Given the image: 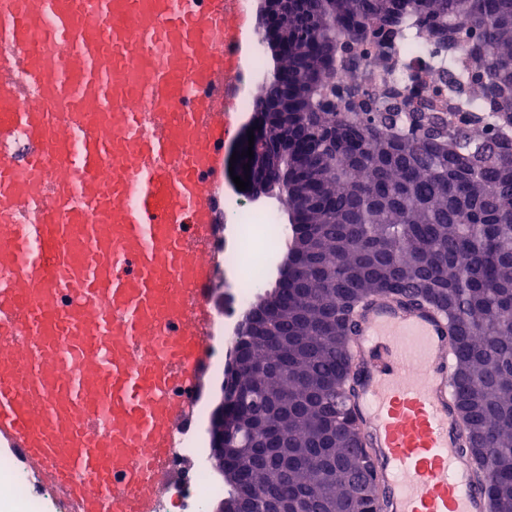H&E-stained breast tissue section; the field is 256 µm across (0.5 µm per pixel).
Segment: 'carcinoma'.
Listing matches in <instances>:
<instances>
[{
  "instance_id": "obj_1",
  "label": "carcinoma",
  "mask_w": 512,
  "mask_h": 512,
  "mask_svg": "<svg viewBox=\"0 0 512 512\" xmlns=\"http://www.w3.org/2000/svg\"><path fill=\"white\" fill-rule=\"evenodd\" d=\"M317 15V51H288V111L302 113L298 135L306 160L288 162V184L308 190L285 207L303 235L322 248L313 258L288 245L301 280L275 283L280 312L272 318L292 346L237 338L267 380L239 373L241 406L262 394L288 398L289 441L304 462L273 481V458L245 465L241 479L270 499L307 497L315 512H339L353 472L368 485L360 512H377L374 462L360 450L352 469L339 456L364 445L350 407L351 326L378 295L409 298L448 319L454 355L455 407L462 448L494 512H512V142L463 121L461 97H480L500 130L512 129V0H307ZM411 18L425 39L463 46L462 68L442 69V87L425 95L405 85L368 88L359 79L365 44L397 64ZM317 112H333L323 122ZM336 440L317 434L346 417Z\"/></svg>"
}]
</instances>
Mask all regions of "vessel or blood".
I'll return each instance as SVG.
<instances>
[{"label":"vessel or blood","mask_w":512,"mask_h":512,"mask_svg":"<svg viewBox=\"0 0 512 512\" xmlns=\"http://www.w3.org/2000/svg\"><path fill=\"white\" fill-rule=\"evenodd\" d=\"M247 30L246 0H0V447L71 512H155L205 399ZM352 342L380 512H488L446 319L379 296Z\"/></svg>","instance_id":"vessel-or-blood-1"}]
</instances>
